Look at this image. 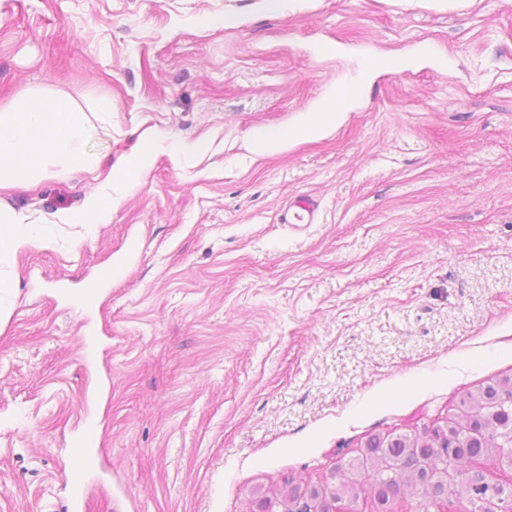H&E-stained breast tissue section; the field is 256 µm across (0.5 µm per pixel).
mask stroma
<instances>
[{
    "mask_svg": "<svg viewBox=\"0 0 512 512\" xmlns=\"http://www.w3.org/2000/svg\"><path fill=\"white\" fill-rule=\"evenodd\" d=\"M360 70L321 137L255 152ZM21 86L110 100L116 166L208 148L153 151L89 231L53 217L91 175L0 196L56 240L0 261V512H63L90 424L86 512H257L512 377V0H0V102ZM155 145L169 152L171 156L178 160L188 158L200 152L203 148L202 144L198 142H186L165 136L157 138ZM319 205L315 199L308 195H302L295 198L284 207L281 223L293 224H313L318 214ZM293 480L284 478L274 488L260 487L256 489L258 495L257 505L260 512H289L288 489L293 486Z\"/></svg>",
    "mask_w": 512,
    "mask_h": 512,
    "instance_id": "stroma-1",
    "label": "stroma"
}]
</instances>
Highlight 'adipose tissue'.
I'll list each match as a JSON object with an SVG mask.
<instances>
[{
    "label": "adipose tissue",
    "instance_id": "ef3b65f1",
    "mask_svg": "<svg viewBox=\"0 0 512 512\" xmlns=\"http://www.w3.org/2000/svg\"><path fill=\"white\" fill-rule=\"evenodd\" d=\"M331 118V113L318 111L292 132H259L255 149L263 154L291 141L316 139ZM96 134L84 109L70 97L19 87L10 102L0 107V191L29 188L53 170L69 173L98 169L103 157L90 149ZM115 202L112 183L107 180L80 208L57 215L56 221L89 227L104 224ZM52 243V238L42 233L40 220L0 206V258Z\"/></svg>",
    "mask_w": 512,
    "mask_h": 512
}]
</instances>
